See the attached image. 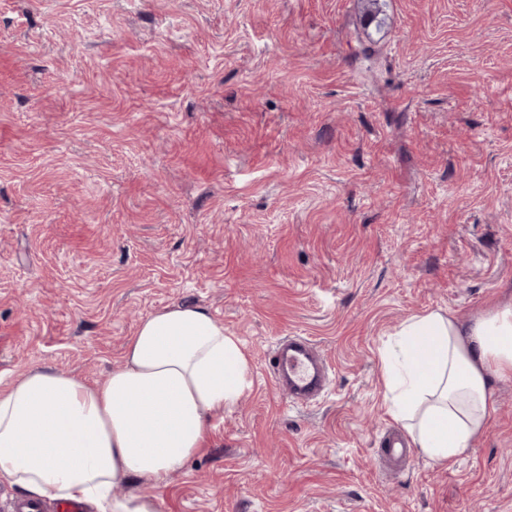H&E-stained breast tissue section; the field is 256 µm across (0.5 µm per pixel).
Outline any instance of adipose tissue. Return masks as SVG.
Instances as JSON below:
<instances>
[{"label": "adipose tissue", "mask_w": 512, "mask_h": 512, "mask_svg": "<svg viewBox=\"0 0 512 512\" xmlns=\"http://www.w3.org/2000/svg\"><path fill=\"white\" fill-rule=\"evenodd\" d=\"M395 420L448 464L467 455L512 378V302L470 322L438 311L404 320L382 356ZM248 362L206 310L173 305L140 322L124 362L90 384L34 368L0 388V478L38 500L99 512H159L156 496L117 497L123 479L153 486L205 448L213 419L236 403Z\"/></svg>", "instance_id": "adipose-tissue-1"}]
</instances>
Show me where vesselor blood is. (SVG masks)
Returning a JSON list of instances; mask_svg holds the SVG:
<instances>
[{
    "instance_id": "1",
    "label": "vessel or blood",
    "mask_w": 512,
    "mask_h": 512,
    "mask_svg": "<svg viewBox=\"0 0 512 512\" xmlns=\"http://www.w3.org/2000/svg\"><path fill=\"white\" fill-rule=\"evenodd\" d=\"M274 381L289 403L304 405L325 387L328 366L312 341L303 336H285L275 345Z\"/></svg>"
}]
</instances>
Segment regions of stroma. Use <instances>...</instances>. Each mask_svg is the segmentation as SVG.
Returning <instances> with one entry per match:
<instances>
[{"instance_id": "1", "label": "stroma", "mask_w": 512, "mask_h": 512, "mask_svg": "<svg viewBox=\"0 0 512 512\" xmlns=\"http://www.w3.org/2000/svg\"><path fill=\"white\" fill-rule=\"evenodd\" d=\"M0 0V385L205 309L248 385L160 512H512V380L470 453L393 462L382 352L512 302V0ZM307 336L326 392L268 363ZM274 382L292 405H304L325 387L328 366L312 341L303 336H285L275 344Z\"/></svg>"}]
</instances>
